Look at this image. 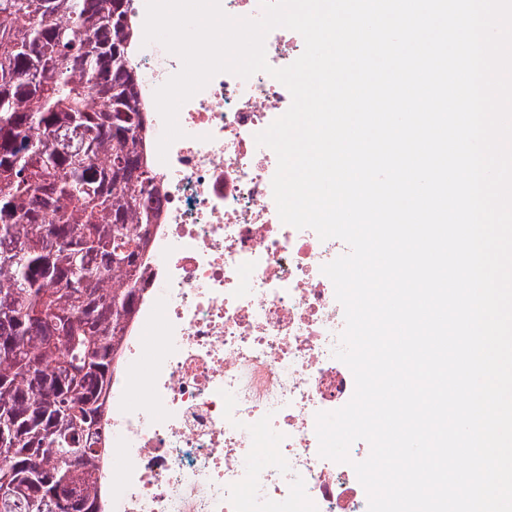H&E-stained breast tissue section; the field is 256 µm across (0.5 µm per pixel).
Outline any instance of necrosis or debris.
I'll list each match as a JSON object with an SVG mask.
<instances>
[{"label": "necrosis or debris", "mask_w": 512, "mask_h": 512, "mask_svg": "<svg viewBox=\"0 0 512 512\" xmlns=\"http://www.w3.org/2000/svg\"><path fill=\"white\" fill-rule=\"evenodd\" d=\"M127 8L155 218L99 433L110 453L98 464V508L364 512L354 469L320 457L315 433L316 414L341 408L355 388L334 355L344 310L321 271L349 247L281 222L277 157L255 141L291 94L265 72L217 74L181 107L184 136L159 159L154 92L182 61L146 51L145 0ZM304 48L283 27L265 39L275 68Z\"/></svg>", "instance_id": "obj_1"}]
</instances>
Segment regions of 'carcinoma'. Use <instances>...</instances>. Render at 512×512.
I'll use <instances>...</instances> for the list:
<instances>
[{
  "label": "carcinoma",
  "instance_id": "1",
  "mask_svg": "<svg viewBox=\"0 0 512 512\" xmlns=\"http://www.w3.org/2000/svg\"><path fill=\"white\" fill-rule=\"evenodd\" d=\"M125 4L0 0V512H98L94 437L136 296L111 274L154 219Z\"/></svg>",
  "mask_w": 512,
  "mask_h": 512
}]
</instances>
